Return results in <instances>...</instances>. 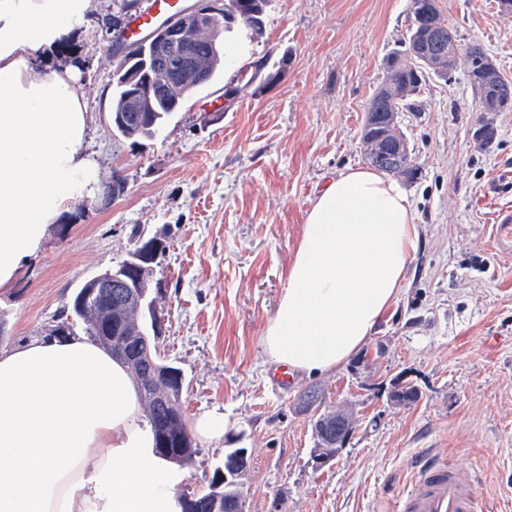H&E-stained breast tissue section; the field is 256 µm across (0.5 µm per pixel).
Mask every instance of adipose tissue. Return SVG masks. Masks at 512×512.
<instances>
[{"label": "adipose tissue", "mask_w": 512, "mask_h": 512, "mask_svg": "<svg viewBox=\"0 0 512 512\" xmlns=\"http://www.w3.org/2000/svg\"><path fill=\"white\" fill-rule=\"evenodd\" d=\"M95 0H0V287L40 249L95 173L72 68L36 64L78 37ZM418 243L410 202L369 169L314 199L263 335L275 364H346L395 304ZM132 376L81 337L0 350V512H174L178 471L153 452Z\"/></svg>", "instance_id": "obj_1"}]
</instances>
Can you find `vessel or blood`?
<instances>
[{
	"label": "vessel or blood",
	"instance_id": "1",
	"mask_svg": "<svg viewBox=\"0 0 512 512\" xmlns=\"http://www.w3.org/2000/svg\"><path fill=\"white\" fill-rule=\"evenodd\" d=\"M154 12L137 16L128 28L137 36L156 16L175 14L180 0H154ZM414 477L394 501V512H477L480 490L476 479L446 457L420 451L413 461Z\"/></svg>",
	"mask_w": 512,
	"mask_h": 512
}]
</instances>
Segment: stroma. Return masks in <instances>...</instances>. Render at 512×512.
I'll return each instance as SVG.
<instances>
[{
  "mask_svg": "<svg viewBox=\"0 0 512 512\" xmlns=\"http://www.w3.org/2000/svg\"><path fill=\"white\" fill-rule=\"evenodd\" d=\"M461 45L479 44L512 81V15L495 0H439ZM408 0H273L260 30L223 33L224 65L159 137L112 129L116 0H96L72 64L87 109L83 151L93 189L74 200L65 233L49 229L15 280L0 288V349L42 338L80 283L127 258L135 235L160 237L151 284L164 316L161 354L184 373L188 422L224 413L250 452L244 512H392V475L410 481L423 449L473 471L484 499L512 512V110L492 113L480 148L476 94L464 71L431 82L401 112L416 173L400 184L420 241L395 305L336 371L295 375L287 389L262 344L288 286L308 211L341 172L365 169V107L382 61L408 25ZM279 81H249L254 64ZM125 188L105 195L115 177ZM419 390L406 406L397 384ZM342 403L356 427L333 465L318 469L312 411ZM176 492L207 487L227 440H197Z\"/></svg>",
  "mask_w": 512,
  "mask_h": 512,
  "instance_id": "stroma-1",
  "label": "stroma"
}]
</instances>
